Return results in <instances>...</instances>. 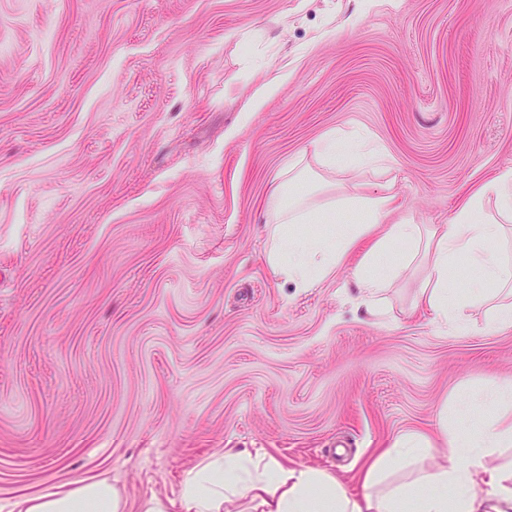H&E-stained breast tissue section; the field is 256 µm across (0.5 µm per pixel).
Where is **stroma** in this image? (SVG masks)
<instances>
[{
    "mask_svg": "<svg viewBox=\"0 0 512 512\" xmlns=\"http://www.w3.org/2000/svg\"><path fill=\"white\" fill-rule=\"evenodd\" d=\"M331 130L384 161L324 167ZM292 164L318 204L449 223L512 168V0H0V472L140 512L238 448L357 494L399 433L479 426L512 327L439 324L416 263L368 310L358 250L275 275Z\"/></svg>",
    "mask_w": 512,
    "mask_h": 512,
    "instance_id": "35a3bbf8",
    "label": "stroma"
}]
</instances>
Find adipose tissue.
I'll return each mask as SVG.
<instances>
[{
    "instance_id": "obj_1",
    "label": "adipose tissue",
    "mask_w": 512,
    "mask_h": 512,
    "mask_svg": "<svg viewBox=\"0 0 512 512\" xmlns=\"http://www.w3.org/2000/svg\"><path fill=\"white\" fill-rule=\"evenodd\" d=\"M274 195L276 222L265 260L297 287H316L366 239L370 245L357 267L356 284L368 307H376L386 287L369 265L373 255L386 252L396 257L390 268L394 278L416 258H426L418 303L439 322L465 326L471 309L483 305L490 325L512 324V307L497 301L499 293L512 286V262L497 249L505 224L512 222V169L483 182L450 223L438 225L410 218L386 223L391 201L381 198L352 204L362 222L339 228L335 206H312L309 191L288 198L279 186ZM489 201L496 209L492 217L484 212ZM462 255L480 276L464 295L453 296L448 292V269ZM445 437L447 452L436 469L417 470L406 484L393 483L389 477L397 466L433 451L426 435L403 434L368 465L359 494L349 492L334 472L227 448L187 471L172 498L149 499L142 512H224L225 504L245 497L252 512H512V463L493 461L500 449L512 447V427L490 421L467 440L451 431ZM8 504L10 512H125L118 490L91 476L35 492L15 488Z\"/></svg>"
}]
</instances>
